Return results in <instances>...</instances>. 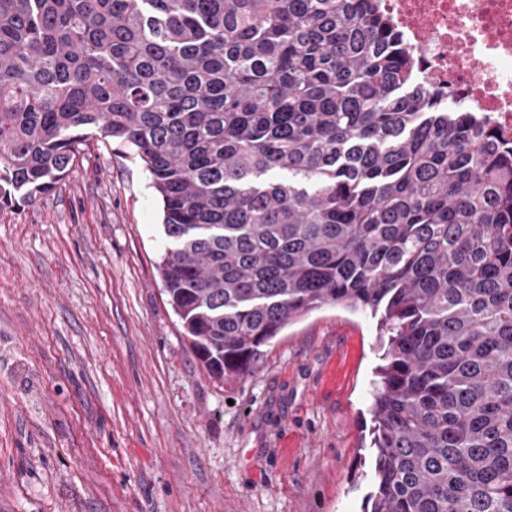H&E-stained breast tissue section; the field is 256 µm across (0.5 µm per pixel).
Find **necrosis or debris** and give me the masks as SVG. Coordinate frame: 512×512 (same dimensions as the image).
Here are the masks:
<instances>
[{
  "label": "necrosis or debris",
  "mask_w": 512,
  "mask_h": 512,
  "mask_svg": "<svg viewBox=\"0 0 512 512\" xmlns=\"http://www.w3.org/2000/svg\"><path fill=\"white\" fill-rule=\"evenodd\" d=\"M417 62L418 86L512 143V0H377Z\"/></svg>",
  "instance_id": "obj_1"
}]
</instances>
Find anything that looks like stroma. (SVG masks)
Here are the masks:
<instances>
[{"instance_id": "obj_1", "label": "stroma", "mask_w": 512, "mask_h": 512, "mask_svg": "<svg viewBox=\"0 0 512 512\" xmlns=\"http://www.w3.org/2000/svg\"><path fill=\"white\" fill-rule=\"evenodd\" d=\"M162 212L91 138L0 209V512H363L381 331L326 306L217 384L158 274Z\"/></svg>"}]
</instances>
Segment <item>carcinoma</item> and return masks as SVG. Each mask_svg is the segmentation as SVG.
Wrapping results in <instances>:
<instances>
[{
  "mask_svg": "<svg viewBox=\"0 0 512 512\" xmlns=\"http://www.w3.org/2000/svg\"><path fill=\"white\" fill-rule=\"evenodd\" d=\"M414 72L373 0H0V208L92 130L131 148L216 383L315 310L368 311V512H512V145Z\"/></svg>",
  "mask_w": 512,
  "mask_h": 512,
  "instance_id": "carcinoma-1",
  "label": "carcinoma"
}]
</instances>
